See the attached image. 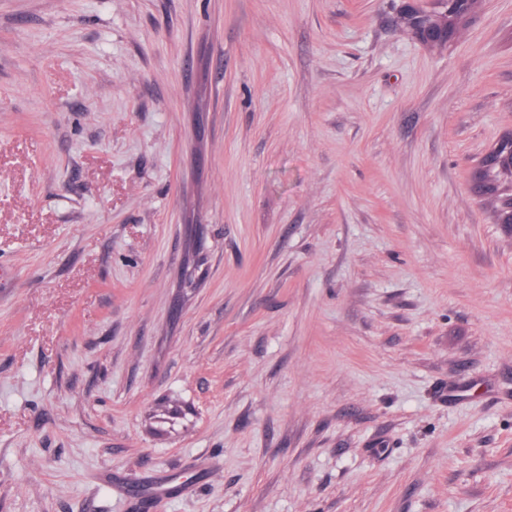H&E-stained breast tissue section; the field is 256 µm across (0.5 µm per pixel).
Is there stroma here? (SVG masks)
<instances>
[{"instance_id":"stroma-1","label":"stroma","mask_w":512,"mask_h":512,"mask_svg":"<svg viewBox=\"0 0 512 512\" xmlns=\"http://www.w3.org/2000/svg\"><path fill=\"white\" fill-rule=\"evenodd\" d=\"M0 0V512H512V0ZM414 3L415 1H404L402 17L408 20L416 39L430 46L439 45L444 39H448V32L431 21L427 14L418 11ZM512 141V133L502 136L483 157L471 175V186L493 197L500 189L512 187V154L503 142Z\"/></svg>"}]
</instances>
